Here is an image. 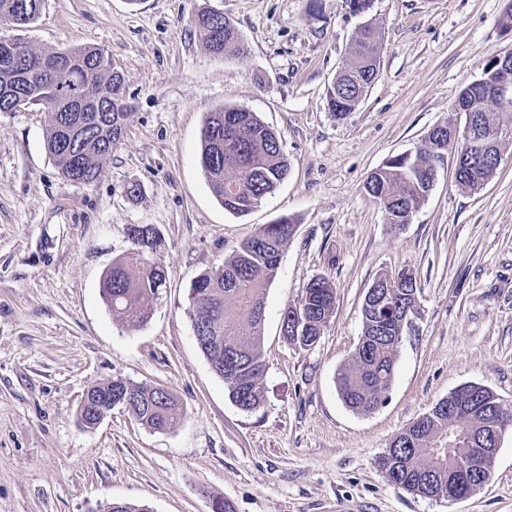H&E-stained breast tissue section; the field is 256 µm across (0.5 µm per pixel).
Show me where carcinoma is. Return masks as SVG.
Returning a JSON list of instances; mask_svg holds the SVG:
<instances>
[{
    "label": "carcinoma",
    "instance_id": "obj_1",
    "mask_svg": "<svg viewBox=\"0 0 512 512\" xmlns=\"http://www.w3.org/2000/svg\"><path fill=\"white\" fill-rule=\"evenodd\" d=\"M43 0H0V23L23 27L40 15ZM217 12L202 11L194 24L205 48L214 55H240L245 46L227 20L215 19ZM381 32L364 26L356 35L349 58L342 64L326 94L329 111L342 119L366 97L377 78ZM58 56L75 61L42 71L38 64ZM485 87L512 85V66L489 61L483 67ZM473 121L483 129L508 125L507 112L495 110L486 96L469 100ZM38 106L49 114L45 147L58 172L66 179L90 184L101 175L103 162L120 140L130 115L122 74L112 67L106 53L92 46L60 51H37L20 39H0V112H15ZM200 165L224 209L245 215L261 204L288 175V158L279 138L254 112L239 106H222L208 113L201 130ZM512 147V140L499 144L494 153L474 162L472 170L455 176L468 189H478L491 178L499 164L497 153ZM448 152V124L435 126L426 144L415 153L388 159L364 184L366 195L384 213L387 223L399 226L426 200L435 176L432 154ZM295 220L282 217L259 227L253 235L224 257L218 268L200 274L191 286L192 321L200 305H208L207 338L201 345L210 361L224 359L216 371L234 404L253 412L264 402L265 362L261 350L264 294L277 276L284 245L293 235ZM126 234L131 246L112 262L100 283V295L112 316L123 321L143 322L164 285L165 273L158 257L159 230L152 224H129ZM380 300L362 307L363 331L352 354V366L338 373L336 382L351 409L369 412L382 403L395 370L404 322L401 314H418L413 295L419 287L415 274L402 269L386 273L376 281ZM336 289L331 281L316 276L301 298L282 313L281 334L291 345L312 349L331 320ZM248 338H242L243 332ZM130 398L136 420L154 431L173 428L181 409L172 393L157 386L122 379L91 386L86 400L101 413L117 397ZM497 400L492 391L459 402L470 406L453 416L436 410L404 427L392 441L395 463L388 479L391 485L423 497L448 494V474L457 465L448 437L488 440L491 429H512V414L490 424L488 406ZM95 512H148L130 502H114Z\"/></svg>",
    "mask_w": 512,
    "mask_h": 512
}]
</instances>
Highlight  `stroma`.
I'll return each mask as SVG.
<instances>
[{"instance_id": "35a3bbf8", "label": "stroma", "mask_w": 512, "mask_h": 512, "mask_svg": "<svg viewBox=\"0 0 512 512\" xmlns=\"http://www.w3.org/2000/svg\"><path fill=\"white\" fill-rule=\"evenodd\" d=\"M504 0H43L0 38L33 49H103L125 77L131 116L100 178H62L45 148L48 114L0 113V512H93L123 501L150 512H512V431L490 480L466 498L394 488L379 466L391 441L462 385L512 405V148L482 188L458 185L452 155L408 224L392 228L368 175L436 125L485 63L512 50ZM224 15L246 45L209 53L193 19ZM382 32L378 76L344 119L326 90L363 23ZM241 105L278 135L287 178L245 215L224 210L199 163L208 112ZM136 195H129L130 185ZM294 236L265 296V401L240 410L200 350L189 292L261 225ZM155 225L165 285L147 322L113 321L99 284ZM413 270L419 314L398 347L383 402L350 409L336 378L362 334L364 296L382 273ZM334 315L309 351L287 343L283 310L315 276ZM121 378L161 385L182 408L166 432L113 407L83 427L87 388Z\"/></svg>"}]
</instances>
